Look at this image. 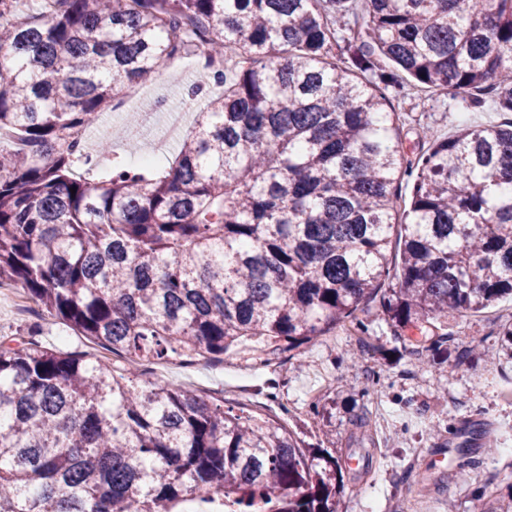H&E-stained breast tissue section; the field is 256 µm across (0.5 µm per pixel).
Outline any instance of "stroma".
Segmentation results:
<instances>
[{
    "mask_svg": "<svg viewBox=\"0 0 512 512\" xmlns=\"http://www.w3.org/2000/svg\"><path fill=\"white\" fill-rule=\"evenodd\" d=\"M193 56L163 66L146 84L128 85L112 112L115 121L141 114L166 97L182 111L187 88L203 82ZM402 116L406 151H419V133L452 136L458 125L485 127L505 122L493 101L462 110L459 99L415 89L405 97L387 89ZM178 139L162 125L138 144L118 139L114 154L132 160L147 151L171 157ZM512 320V300L449 317L443 330L454 341L476 343L481 354L442 362L411 347L412 328L367 316L366 331L344 323L304 353L288 352L262 360L228 352L223 362H190L177 355L142 362L137 384L152 381L202 392L234 413L260 415L283 424L301 447L335 456L372 449L370 471L349 481L339 512H411L415 501L429 512H478L486 502L512 500V361L501 355L499 327ZM36 332L42 345L109 357L125 365L126 356L107 355L93 340L28 300L20 286L0 288V338ZM494 439L495 449L484 448Z\"/></svg>",
    "mask_w": 512,
    "mask_h": 512,
    "instance_id": "obj_1",
    "label": "stroma"
}]
</instances>
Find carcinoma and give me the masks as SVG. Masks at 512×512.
<instances>
[{
    "mask_svg": "<svg viewBox=\"0 0 512 512\" xmlns=\"http://www.w3.org/2000/svg\"><path fill=\"white\" fill-rule=\"evenodd\" d=\"M18 4L0 0V285L101 347L135 363L305 350L347 320L366 328L357 312L377 299L376 316L418 330L415 351L438 353L448 315L512 296V119L426 129L413 161L381 89L469 108L490 94L512 114V0ZM193 33L246 62L174 160L115 156L84 176L76 139L119 85L195 52ZM128 135L111 126L100 151ZM341 472L274 421L0 343V512H338Z\"/></svg>",
    "mask_w": 512,
    "mask_h": 512,
    "instance_id": "obj_1",
    "label": "carcinoma"
}]
</instances>
